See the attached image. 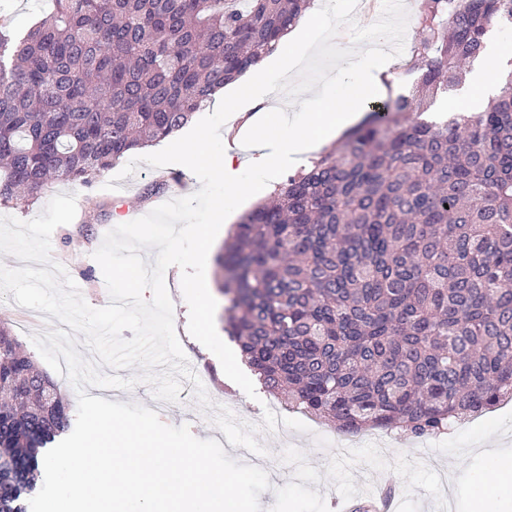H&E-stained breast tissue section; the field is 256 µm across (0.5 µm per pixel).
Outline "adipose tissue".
Masks as SVG:
<instances>
[{
  "mask_svg": "<svg viewBox=\"0 0 512 512\" xmlns=\"http://www.w3.org/2000/svg\"><path fill=\"white\" fill-rule=\"evenodd\" d=\"M378 34L376 48L358 52L356 64L331 75L327 88L305 99L304 111L297 118H288L284 110L276 107L257 113L252 110L263 95L268 73L275 68L287 69L290 63L282 49L261 60L254 66L252 74L232 91L214 99V107L225 108L229 117H237L245 111L250 114L239 135L255 152L252 168L257 192H270L274 172L301 162L304 156L328 142L333 134L358 122L362 117V103L380 95L381 75L390 69L393 59L385 50L391 39L390 33L382 28ZM511 61L512 54L490 48L485 63L474 68L465 88L457 95L455 110L464 113L477 111L483 99L496 93L500 74ZM214 174L224 184L223 195L213 204L215 222L189 227L201 262L198 273L200 285L191 289L190 296L198 319L197 334L206 344L213 341L215 333L209 322L212 311L210 295L203 289L209 281L205 260L215 246V224L223 223L225 215L236 208L241 197L242 165L238 155L225 153ZM490 467L496 472L497 479L491 482L481 475L474 478L472 512H499L497 505L501 495L512 492V456L491 455Z\"/></svg>",
  "mask_w": 512,
  "mask_h": 512,
  "instance_id": "ef3b65f1",
  "label": "adipose tissue"
}]
</instances>
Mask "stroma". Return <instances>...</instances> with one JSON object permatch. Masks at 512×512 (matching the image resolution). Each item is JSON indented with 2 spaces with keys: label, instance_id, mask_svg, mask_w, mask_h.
Instances as JSON below:
<instances>
[{
  "label": "stroma",
  "instance_id": "obj_1",
  "mask_svg": "<svg viewBox=\"0 0 512 512\" xmlns=\"http://www.w3.org/2000/svg\"><path fill=\"white\" fill-rule=\"evenodd\" d=\"M419 0H396L395 22L391 27V51L397 62L390 72L389 94H408L404 65L415 39L414 19ZM312 9L327 42L311 47L290 82L272 78L267 104L283 102L282 90H289L295 99L306 97L311 88L322 81L330 64H343L351 50L362 47L373 27L367 13H353L348 0H314ZM119 166L94 177L88 184L57 182L37 200L27 205L0 204V216L29 220L39 215L52 197L58 194L76 195V223L96 225L98 231L113 228V210L125 205L130 215L141 217L155 207L174 198L185 197L200 189L198 178L186 167L170 164L151 167L139 163L136 171L119 178ZM117 179L119 188L107 190L110 179ZM165 181L163 191L146 196L147 187ZM70 226L56 228L51 236V257L63 265L79 287L85 300L102 307L109 297L103 274L92 254L99 240L87 241L71 237ZM26 308L14 298L0 301V321L14 324L27 316ZM59 321L47 313H39L33 324L19 329L14 335L28 354H36L31 341L36 333L59 328ZM184 347L197 350V382L183 381L179 400L167 403L155 400L150 385L141 383L133 389L110 390L108 398L117 402H136L157 411L168 425H188L193 435L223 442L227 455L238 462L256 465L269 474L271 488L260 494L263 512H270L275 502L274 488L295 482L323 495L330 512H340L341 506L362 504L377 491L393 496L397 512H469L471 482L475 474H489L484 442H493L501 452H512V402L448 432L416 438L393 430L386 433L369 431L356 435L340 434L310 417L281 411L278 416L266 414L275 398L265 390L253 397L229 394L230 383L222 362L212 353L198 349L192 336L187 335ZM202 383L210 400L228 408L235 417L255 428L257 441L266 449L257 455L245 448L225 442L224 434L212 421L211 412L200 406L194 394L195 383Z\"/></svg>",
  "mask_w": 512,
  "mask_h": 512
}]
</instances>
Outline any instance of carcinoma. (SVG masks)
I'll return each mask as SVG.
<instances>
[{"mask_svg":"<svg viewBox=\"0 0 512 512\" xmlns=\"http://www.w3.org/2000/svg\"><path fill=\"white\" fill-rule=\"evenodd\" d=\"M312 0H55L0 13V201L87 184L185 126ZM512 0H419L408 95L245 213L215 259L225 330L284 407L341 432L436 435L512 398V74L429 117ZM0 512H26L69 407L0 328ZM50 0H0L2 8L14 14L17 30H28L48 10Z\"/></svg>","mask_w":512,"mask_h":512,"instance_id":"carcinoma-1","label":"carcinoma"}]
</instances>
